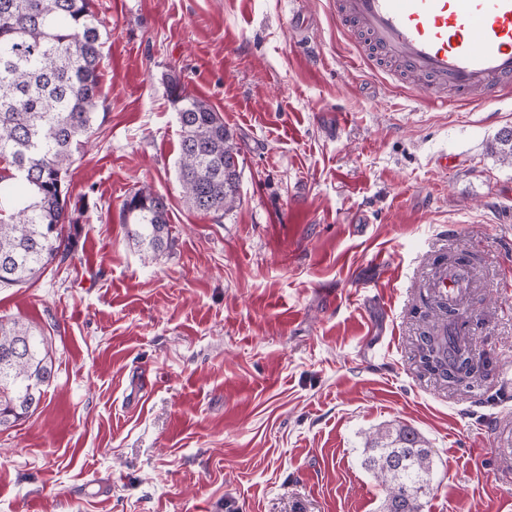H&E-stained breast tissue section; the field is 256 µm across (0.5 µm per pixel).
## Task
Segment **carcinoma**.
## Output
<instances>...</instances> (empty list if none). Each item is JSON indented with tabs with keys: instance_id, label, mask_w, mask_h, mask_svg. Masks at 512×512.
<instances>
[{
	"instance_id": "carcinoma-1",
	"label": "carcinoma",
	"mask_w": 512,
	"mask_h": 512,
	"mask_svg": "<svg viewBox=\"0 0 512 512\" xmlns=\"http://www.w3.org/2000/svg\"><path fill=\"white\" fill-rule=\"evenodd\" d=\"M101 21L91 0H0V288L39 280L72 254L63 234L67 177L94 133L101 99ZM167 91L180 125L178 178L185 201L204 213L240 202V148L222 117L186 91L176 74ZM491 151L512 165V131ZM128 238L146 259L171 246L167 199L150 187L120 206ZM421 337L454 386H469L482 366L472 338L453 319L456 307L436 295ZM54 378L44 332L0 322V427L33 414ZM432 448L415 428L381 427L366 438L362 465L386 488L381 512H423L430 493Z\"/></svg>"
}]
</instances>
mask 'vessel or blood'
Returning <instances> with one entry per match:
<instances>
[{"mask_svg": "<svg viewBox=\"0 0 512 512\" xmlns=\"http://www.w3.org/2000/svg\"><path fill=\"white\" fill-rule=\"evenodd\" d=\"M336 22L364 38L372 73L413 79L431 106L483 103L512 93V0H335ZM444 297L467 287L440 266Z\"/></svg>", "mask_w": 512, "mask_h": 512, "instance_id": "vessel-or-blood-1", "label": "vessel or blood"}]
</instances>
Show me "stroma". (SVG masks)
<instances>
[{
  "mask_svg": "<svg viewBox=\"0 0 512 512\" xmlns=\"http://www.w3.org/2000/svg\"><path fill=\"white\" fill-rule=\"evenodd\" d=\"M105 116L68 176L71 257L0 289L56 375L0 431V512H380L368 434L416 428L424 512H512V97L434 109L372 76L327 0H92ZM224 119L241 201L186 203L165 77ZM452 159L448 167L439 155ZM151 186L172 246L119 220ZM489 363L471 387L418 364L435 268ZM128 238L145 259L155 260L171 246L167 199L150 187L129 192L120 206ZM431 288H437L445 298L454 300V292L468 288L466 272L461 267L441 265L433 275Z\"/></svg>",
  "mask_w": 512,
  "mask_h": 512,
  "instance_id": "35a3bbf8",
  "label": "stroma"
}]
</instances>
